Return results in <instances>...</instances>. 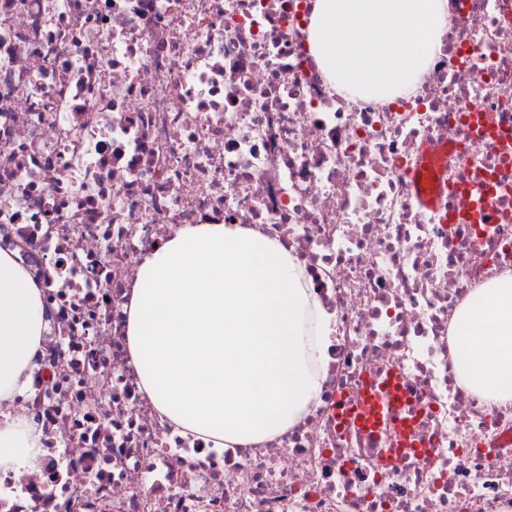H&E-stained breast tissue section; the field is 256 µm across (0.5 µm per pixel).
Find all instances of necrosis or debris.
Instances as JSON below:
<instances>
[{
  "label": "necrosis or debris",
  "instance_id": "1",
  "mask_svg": "<svg viewBox=\"0 0 512 512\" xmlns=\"http://www.w3.org/2000/svg\"><path fill=\"white\" fill-rule=\"evenodd\" d=\"M314 0H0V250L46 289L0 512H504L512 405L449 330L512 272V0H448L407 96L337 93ZM183 224L278 239L335 316L319 402L251 447L163 423L127 352L139 257ZM398 370L422 453L343 420ZM0 419V480L35 468L42 453L43 433L25 415L2 414Z\"/></svg>",
  "mask_w": 512,
  "mask_h": 512
}]
</instances>
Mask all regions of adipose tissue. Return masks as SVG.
<instances>
[{
	"mask_svg": "<svg viewBox=\"0 0 512 512\" xmlns=\"http://www.w3.org/2000/svg\"><path fill=\"white\" fill-rule=\"evenodd\" d=\"M131 365L156 413L217 448L259 445L315 401L334 323L300 265L240 224H184L140 258L124 306ZM44 288L0 251V405L26 396L47 329ZM452 350L493 405H512V277L475 290ZM43 433L0 416V480L33 469Z\"/></svg>",
	"mask_w": 512,
	"mask_h": 512,
	"instance_id": "1",
	"label": "adipose tissue"
}]
</instances>
